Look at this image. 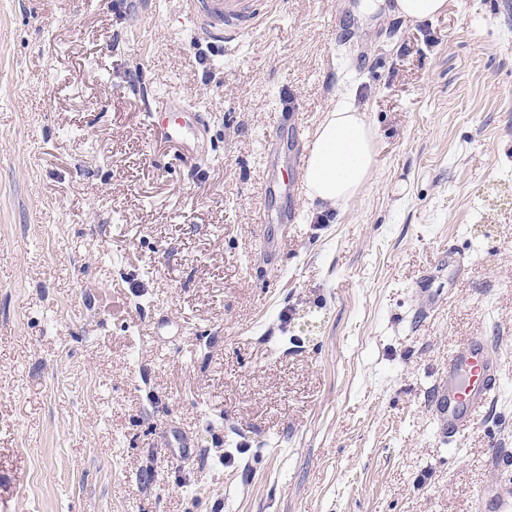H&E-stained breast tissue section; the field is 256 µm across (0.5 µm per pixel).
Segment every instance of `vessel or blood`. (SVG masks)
Segmentation results:
<instances>
[{
	"instance_id": "b4317fda",
	"label": "vessel or blood",
	"mask_w": 512,
	"mask_h": 512,
	"mask_svg": "<svg viewBox=\"0 0 512 512\" xmlns=\"http://www.w3.org/2000/svg\"><path fill=\"white\" fill-rule=\"evenodd\" d=\"M195 30L221 46L238 42L256 29L265 14L258 0H183ZM503 378L499 350L485 336L468 337L448 353V361L428 397L438 430L449 446L458 445L479 423ZM478 512H512V472L487 482Z\"/></svg>"
}]
</instances>
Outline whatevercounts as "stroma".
<instances>
[{
	"label": "stroma",
	"mask_w": 512,
	"mask_h": 512,
	"mask_svg": "<svg viewBox=\"0 0 512 512\" xmlns=\"http://www.w3.org/2000/svg\"><path fill=\"white\" fill-rule=\"evenodd\" d=\"M498 2L276 0L225 48L181 0H0V512H475L512 467ZM167 95L206 110V160L154 134ZM345 98L374 170L324 209L295 130ZM476 332L504 376L451 448L427 396ZM447 0H394L392 11L407 20L435 18L444 13Z\"/></svg>",
	"instance_id": "35a3bbf8"
}]
</instances>
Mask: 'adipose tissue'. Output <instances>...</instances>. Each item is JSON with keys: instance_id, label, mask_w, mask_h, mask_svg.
<instances>
[{"instance_id": "adipose-tissue-1", "label": "adipose tissue", "mask_w": 512, "mask_h": 512, "mask_svg": "<svg viewBox=\"0 0 512 512\" xmlns=\"http://www.w3.org/2000/svg\"><path fill=\"white\" fill-rule=\"evenodd\" d=\"M374 167L373 132L353 104H336L320 123L305 173L306 194L341 206L368 184Z\"/></svg>"}]
</instances>
